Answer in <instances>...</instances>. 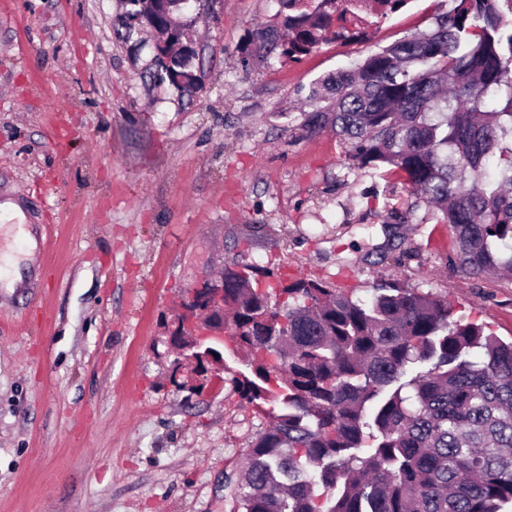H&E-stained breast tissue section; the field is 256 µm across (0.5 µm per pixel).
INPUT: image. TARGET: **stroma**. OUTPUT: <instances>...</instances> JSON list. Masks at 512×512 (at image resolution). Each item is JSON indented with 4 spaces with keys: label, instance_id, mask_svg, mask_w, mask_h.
Masks as SVG:
<instances>
[{
    "label": "stroma",
    "instance_id": "stroma-1",
    "mask_svg": "<svg viewBox=\"0 0 512 512\" xmlns=\"http://www.w3.org/2000/svg\"><path fill=\"white\" fill-rule=\"evenodd\" d=\"M453 7L408 0L291 62L240 51L280 0H218L185 14L204 74L190 97L154 81L150 33L120 34L121 0H0V255L25 275L0 288V512H236L224 480L269 419L227 379L175 388L162 341L206 273L252 266L361 300L398 282L512 338V279L457 272L447 225L400 176L300 127L318 79Z\"/></svg>",
    "mask_w": 512,
    "mask_h": 512
}]
</instances>
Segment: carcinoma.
<instances>
[{
	"instance_id": "carcinoma-1",
	"label": "carcinoma",
	"mask_w": 512,
	"mask_h": 512,
	"mask_svg": "<svg viewBox=\"0 0 512 512\" xmlns=\"http://www.w3.org/2000/svg\"><path fill=\"white\" fill-rule=\"evenodd\" d=\"M512 0H455L432 31L381 49L315 83L330 128L359 169L402 173L442 213L457 269L512 273ZM281 26L249 44L288 60L321 41L362 37L371 14L351 0H281ZM188 71L172 56L155 79ZM224 269V328L249 372L241 397L272 404L247 467L226 486L238 512H502L512 504V342L454 317L448 300L397 282L353 299L298 279L274 301Z\"/></svg>"
}]
</instances>
